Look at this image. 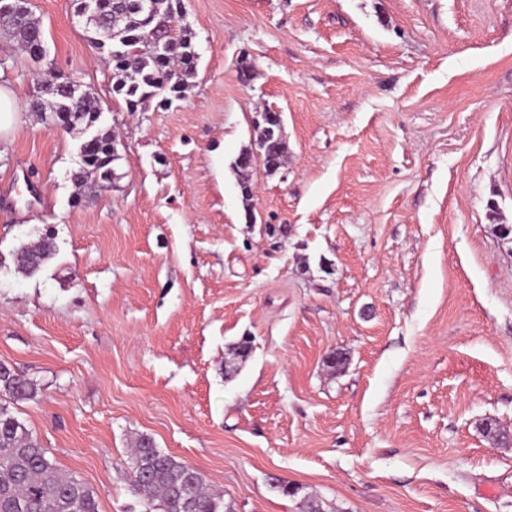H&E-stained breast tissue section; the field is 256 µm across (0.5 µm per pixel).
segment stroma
<instances>
[{
  "mask_svg": "<svg viewBox=\"0 0 512 512\" xmlns=\"http://www.w3.org/2000/svg\"><path fill=\"white\" fill-rule=\"evenodd\" d=\"M183 6L197 76L143 112L72 0L30 2L42 61L0 36L22 114L0 135V363L39 386L11 413L98 512H144L141 435L231 512H512V446L485 434L512 431V0ZM51 68L109 110L53 129L30 107ZM264 110L288 155L255 160L247 200ZM102 130L113 186H76ZM47 232L55 257L21 272Z\"/></svg>",
  "mask_w": 512,
  "mask_h": 512,
  "instance_id": "obj_1",
  "label": "stroma"
}]
</instances>
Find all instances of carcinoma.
<instances>
[{
	"label": "carcinoma",
	"mask_w": 512,
	"mask_h": 512,
	"mask_svg": "<svg viewBox=\"0 0 512 512\" xmlns=\"http://www.w3.org/2000/svg\"><path fill=\"white\" fill-rule=\"evenodd\" d=\"M134 0H100L101 21L91 23L89 42L107 56L119 81L113 91L123 96L127 109L135 112L158 98L181 97L195 76L196 53L184 32L170 26L177 9L174 0H154L155 19L147 22L132 8ZM155 29L170 44L159 53L144 40V32ZM0 31L8 34L19 48L34 59L45 49L40 20L29 11L0 20ZM124 42V52L112 50V36ZM32 104L37 112L67 113L73 116L71 129L96 121L100 101L84 91L69 97L55 86L42 87ZM266 167L279 164L286 149L273 142H259ZM112 168V134L98 135L84 153L81 168L73 174L74 183L84 184L92 175H103ZM56 243L44 236L22 249L21 269L28 275L38 272L53 258ZM36 381L0 364V397L12 401L34 398ZM130 486L142 496L149 512H222L223 497L208 491L203 476L192 466L157 448L147 436L138 439L131 456ZM0 512H98L94 492L82 481L62 475L46 449L32 437L25 425L0 404Z\"/></svg>",
	"instance_id": "carcinoma-1"
}]
</instances>
